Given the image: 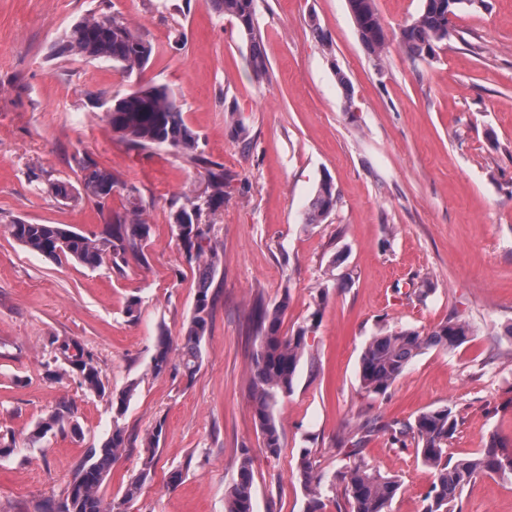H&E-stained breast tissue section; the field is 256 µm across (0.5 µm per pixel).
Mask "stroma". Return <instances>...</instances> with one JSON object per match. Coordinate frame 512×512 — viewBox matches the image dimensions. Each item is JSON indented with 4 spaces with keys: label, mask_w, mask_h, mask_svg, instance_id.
Segmentation results:
<instances>
[{
    "label": "stroma",
    "mask_w": 512,
    "mask_h": 512,
    "mask_svg": "<svg viewBox=\"0 0 512 512\" xmlns=\"http://www.w3.org/2000/svg\"><path fill=\"white\" fill-rule=\"evenodd\" d=\"M99 9L151 42L141 76L108 62L46 59L64 30ZM256 25L270 63L262 80L246 66L236 22L207 0H0V434L21 442L0 456V512H46L61 498L87 450L111 433L110 394L132 382L126 450L101 488L105 499L137 473L155 424L164 431L130 512H224L245 448L254 512H306L298 449H313L332 472L347 462L338 440L360 420H411L442 406L458 415L454 457L493 435L512 452V0L458 14L430 62L395 44L375 60L347 0H257ZM146 83L171 89L200 150L224 166V205L208 227L221 255L212 323L191 379L152 376L150 364L159 332L178 337L190 317L196 268L169 213L204 179L171 148L130 149L97 105ZM236 118L248 142L236 137ZM83 156L118 180L104 205L58 201L28 179L36 167L75 180ZM326 176L336 209L307 225ZM132 197L150 226L147 261L120 271L32 253L6 226L17 217L98 235ZM425 281L431 291L417 299ZM259 297L287 299L283 335L312 328L293 391L275 410L276 457L264 451L249 397L255 336L246 317ZM452 313L471 326L466 342L425 351L386 395H366L359 360L371 336L428 331ZM55 338L93 354L107 396L48 377ZM62 400L80 435L24 446ZM362 458L401 479L391 512H423L433 472L413 450L378 431ZM176 468L183 477L173 486ZM462 512H512V482L478 479Z\"/></svg>",
    "instance_id": "1"
}]
</instances>
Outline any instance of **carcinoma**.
<instances>
[{"label":"carcinoma","mask_w":512,"mask_h":512,"mask_svg":"<svg viewBox=\"0 0 512 512\" xmlns=\"http://www.w3.org/2000/svg\"><path fill=\"white\" fill-rule=\"evenodd\" d=\"M213 11L233 18L248 51V65L253 75L262 79L269 75V61L261 34L255 23L256 0H208ZM450 0H422L418 15L399 32L388 31L375 9L374 0H348V8L359 38L376 59L392 42H397L413 61H431L439 44L451 36L448 28ZM153 54V45L135 33L125 19L114 13L92 12L76 20L55 43L51 57L74 56L110 62L127 75L142 72ZM106 118L112 130L128 145L140 150L168 146L180 153L188 163L205 171L204 194H184L171 213L172 229L181 244L188 263L197 267L196 296L190 318L180 343L162 333L157 337L150 371L159 376L166 372L193 378L202 363V342L209 329L212 301L211 282L220 264L216 247L204 246L210 218L224 206V165L206 158L199 151V137L186 123L182 105L168 86L145 84L126 93L112 95L106 105ZM80 176L77 184L68 180L44 178L33 174L38 189L61 201L79 199L101 203L118 183L111 172L91 158L78 160ZM336 188L330 178L318 184L306 212L308 224H321L335 210ZM12 238L33 253L49 259L62 256L85 267L96 269L109 262L120 270L136 256L139 246L150 234V225L142 217L135 200L126 216L105 233L94 238L69 230L60 224H33L17 218L9 223ZM288 297L270 307L257 299L248 315L258 346L249 382L253 418L267 454L279 455L283 447L282 433L275 420L274 409L279 398L290 394L297 369L307 348L306 329L284 336L282 317ZM469 324L454 315L425 332L417 328H400L381 332L366 343L359 362L361 388L368 395L384 396L401 377L410 363L424 351L439 348L453 351L469 336ZM55 368L50 375L59 380L65 376L79 378L80 386L97 396L106 395V386L93 355L74 340H53ZM135 391L129 385L117 397L112 420V434L98 448L89 450L73 477L66 494L49 512H129L140 496L155 465V448L159 446L163 424L157 423L146 439L148 454L121 496L107 501L101 486L115 462L126 448L125 429L119 420ZM72 407L66 401L42 418L26 438L35 445L54 430L70 423ZM457 415L445 406L418 415L414 421H393L380 429L389 435L391 444L402 449L413 447L415 455L433 470V482L425 496L423 512H462V495L467 487L482 476L512 481V454L505 451L496 436H491L483 450L470 457L453 458L448 454V440L457 428ZM375 427L367 422L357 432L339 441L348 448L346 455L356 456ZM297 473L308 499L307 512H323L326 493L341 484L346 499V512H390L393 499L402 489L395 475H383L361 461L341 467L332 474L320 467L310 448L299 450ZM253 459L248 449L240 453L237 474L228 487L225 512H254Z\"/></svg>","instance_id":"carcinoma-1"}]
</instances>
